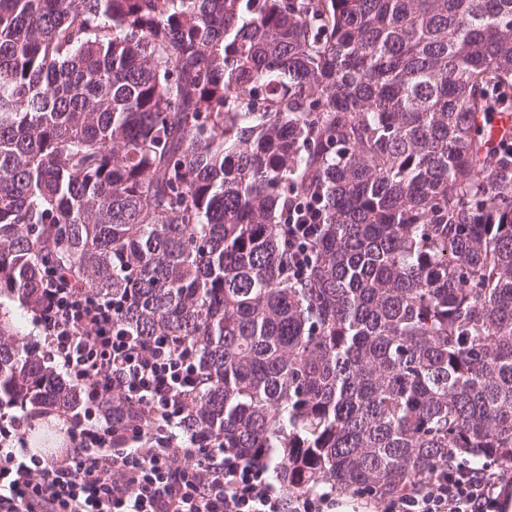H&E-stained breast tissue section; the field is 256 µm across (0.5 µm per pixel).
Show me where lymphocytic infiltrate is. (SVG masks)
Listing matches in <instances>:
<instances>
[{"mask_svg": "<svg viewBox=\"0 0 512 512\" xmlns=\"http://www.w3.org/2000/svg\"><path fill=\"white\" fill-rule=\"evenodd\" d=\"M110 299L51 284L41 325L73 380L89 387L85 427L64 456L10 448L21 421L0 429V512H334L326 493L285 498L264 462L241 461L217 440L181 451L149 441L151 427L172 430L195 394L191 348L168 336L144 341L116 324ZM141 405L146 425L99 427L96 406L113 391ZM512 479L461 463L433 485L385 500L382 512H497Z\"/></svg>", "mask_w": 512, "mask_h": 512, "instance_id": "obj_1", "label": "lymphocytic infiltrate"}]
</instances>
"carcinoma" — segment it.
Listing matches in <instances>:
<instances>
[{
	"instance_id": "obj_1",
	"label": "carcinoma",
	"mask_w": 512,
	"mask_h": 512,
	"mask_svg": "<svg viewBox=\"0 0 512 512\" xmlns=\"http://www.w3.org/2000/svg\"><path fill=\"white\" fill-rule=\"evenodd\" d=\"M509 86L512 0H0V298L194 347L179 430L292 492L512 471ZM86 404L0 312V408Z\"/></svg>"
}]
</instances>
